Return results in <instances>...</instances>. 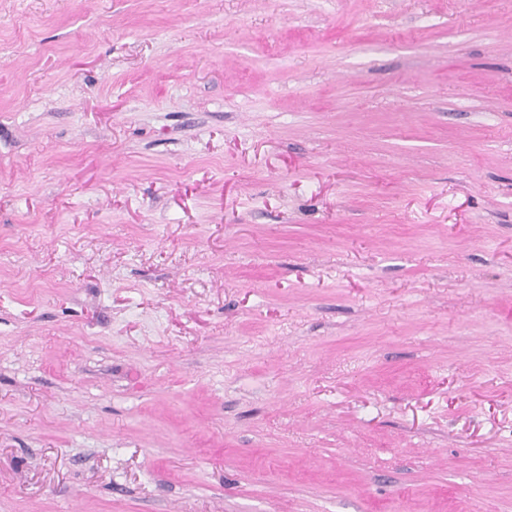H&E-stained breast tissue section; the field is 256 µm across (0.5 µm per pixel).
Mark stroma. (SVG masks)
<instances>
[{"instance_id":"obj_1","label":"stroma","mask_w":512,"mask_h":512,"mask_svg":"<svg viewBox=\"0 0 512 512\" xmlns=\"http://www.w3.org/2000/svg\"><path fill=\"white\" fill-rule=\"evenodd\" d=\"M0 512H512V0H0Z\"/></svg>"}]
</instances>
